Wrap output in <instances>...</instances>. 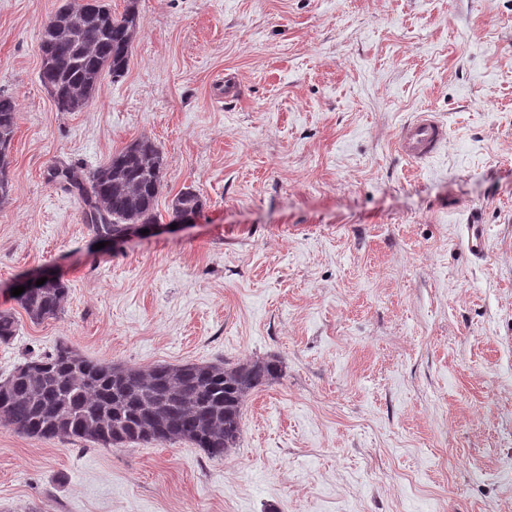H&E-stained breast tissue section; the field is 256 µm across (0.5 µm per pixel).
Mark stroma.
<instances>
[{"label": "stroma", "mask_w": 512, "mask_h": 512, "mask_svg": "<svg viewBox=\"0 0 512 512\" xmlns=\"http://www.w3.org/2000/svg\"><path fill=\"white\" fill-rule=\"evenodd\" d=\"M62 3L0 0V377L62 343L283 376L218 460L0 425V512H512V0H139L125 75L80 112L39 79ZM424 109L448 140L413 163L396 138ZM144 136L164 228L96 248L49 174ZM188 187L204 207L169 228ZM43 271L69 293L34 323L11 290ZM18 105L12 95L0 92V205L10 196V147L16 131ZM465 239L470 252L476 257H482L487 249V238L485 234V225L468 224L465 225Z\"/></svg>", "instance_id": "stroma-1"}]
</instances>
